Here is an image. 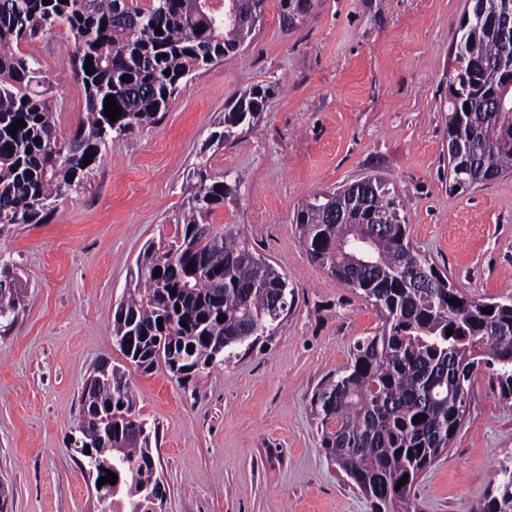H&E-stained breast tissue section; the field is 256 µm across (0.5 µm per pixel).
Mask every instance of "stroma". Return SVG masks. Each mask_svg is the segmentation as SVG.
Returning a JSON list of instances; mask_svg holds the SVG:
<instances>
[{
    "instance_id": "stroma-1",
    "label": "stroma",
    "mask_w": 512,
    "mask_h": 512,
    "mask_svg": "<svg viewBox=\"0 0 512 512\" xmlns=\"http://www.w3.org/2000/svg\"><path fill=\"white\" fill-rule=\"evenodd\" d=\"M471 0H312L295 28L279 0L239 50L194 72L156 119L113 139L45 224L0 230V266L24 285L0 328V488L7 512H97L94 480L69 445L80 397L99 368L120 367L141 418L159 428L164 512H370L329 461L312 396L344 370L383 315L307 254L293 217L318 193L364 176L389 181L414 247L463 295L512 292V173L452 189L448 68ZM66 23L21 41L48 86L58 139L86 112ZM266 93L252 130L211 140L228 105ZM239 176L207 218L233 225L295 289L266 336L177 381L120 352L114 311L148 244L180 236L191 174ZM512 459V402L476 374L448 452L414 485L419 512H472L499 461Z\"/></svg>"
}]
</instances>
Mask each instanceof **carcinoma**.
<instances>
[{
    "mask_svg": "<svg viewBox=\"0 0 512 512\" xmlns=\"http://www.w3.org/2000/svg\"><path fill=\"white\" fill-rule=\"evenodd\" d=\"M247 2L224 0L219 15L205 0H153L148 9L127 0H0V224L47 223L57 198L80 185L112 137L154 119L182 78L252 36L254 27L233 18ZM470 17L460 26L448 71V174L454 187L463 179L474 184L512 172V87L494 80L498 69L512 67V0H473ZM58 21L73 35L74 68L87 100L85 120L63 141L39 89L38 61L14 51ZM124 75L130 79L122 81ZM109 95L122 109L114 122L104 114ZM264 99L265 93L251 90L242 97L246 111L224 113L223 129L211 138L224 143L251 129ZM19 119L25 126L13 136L10 126ZM87 154L91 163L85 165ZM192 177L181 243L165 251L147 246L137 261L135 288L120 303L127 319L114 318L112 328L123 356L145 370L169 364L174 351L188 353L190 361L176 375L221 363L225 353L265 335L275 321L272 301L281 294L295 298L288 279L233 228L220 233L201 222L238 192L241 179L212 174L206 161L196 164ZM333 208L344 213L345 223L328 221ZM378 215L386 220V234L360 242ZM295 221L310 258L384 312L381 332L357 342L348 370L314 395L322 447L371 512H418L413 486L448 450L465 414L460 394L475 373L489 371L500 398L512 401V296L491 305L489 314L474 299L449 304L447 276L411 245L400 201L381 176L314 195L297 209ZM158 267L160 276L154 274ZM20 302V279L5 266L0 322L11 325ZM134 331L147 339L129 350L123 339ZM96 395L112 408L105 414L113 429L112 458L123 459L112 486V512H151L154 499L166 494L151 446L158 432L136 417L119 368H112V382L98 386ZM419 414L426 418L413 423ZM406 474L407 483L397 487ZM473 512H512V460L499 463Z\"/></svg>",
    "mask_w": 512,
    "mask_h": 512,
    "instance_id": "cac0c4a2",
    "label": "carcinoma"
}]
</instances>
